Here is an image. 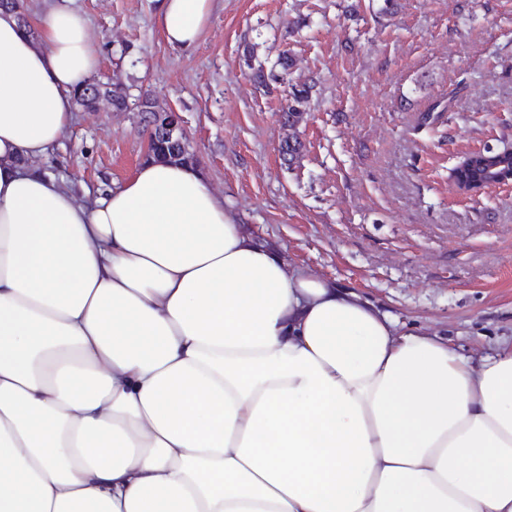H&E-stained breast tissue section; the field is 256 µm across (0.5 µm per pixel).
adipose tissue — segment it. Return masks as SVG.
I'll return each instance as SVG.
<instances>
[{"label": "adipose tissue", "mask_w": 512, "mask_h": 512, "mask_svg": "<svg viewBox=\"0 0 512 512\" xmlns=\"http://www.w3.org/2000/svg\"><path fill=\"white\" fill-rule=\"evenodd\" d=\"M211 8L161 0L165 42ZM100 63L71 0L0 8V512H512V346L289 268L198 166H32Z\"/></svg>", "instance_id": "obj_1"}]
</instances>
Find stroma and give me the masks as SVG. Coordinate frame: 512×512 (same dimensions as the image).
<instances>
[{"mask_svg":"<svg viewBox=\"0 0 512 512\" xmlns=\"http://www.w3.org/2000/svg\"><path fill=\"white\" fill-rule=\"evenodd\" d=\"M74 6L95 81L180 112L227 214L289 267L463 354L512 343V180L466 195L450 178L472 151L512 148V0H215L189 51L165 43L158 0ZM282 53L316 82L292 162L283 88L251 76ZM146 150L138 113L79 108L37 165L91 198Z\"/></svg>","mask_w":512,"mask_h":512,"instance_id":"1","label":"stroma"}]
</instances>
